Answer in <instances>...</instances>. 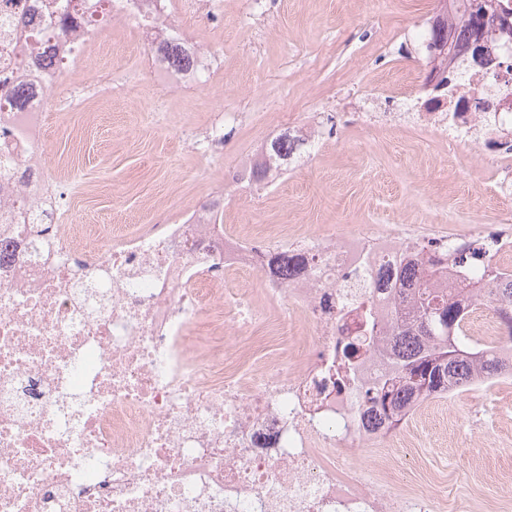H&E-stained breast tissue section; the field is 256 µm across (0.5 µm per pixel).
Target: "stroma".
I'll return each instance as SVG.
<instances>
[{"mask_svg": "<svg viewBox=\"0 0 512 512\" xmlns=\"http://www.w3.org/2000/svg\"><path fill=\"white\" fill-rule=\"evenodd\" d=\"M224 17L195 19L219 59L194 89L160 90L146 42L126 27L102 36L75 78L50 93L44 154L65 224H170L186 206L224 195L221 224L250 235L345 234L413 224L458 234L505 228L512 193L486 179V149L447 146L401 121L377 123L418 95L429 71L417 32L434 0H222ZM224 150L192 149L218 111ZM335 115L329 137L260 198L221 185L281 125L307 134ZM464 421L452 431L449 417ZM391 462L407 477L448 476V494L482 503L512 479V375L491 389L423 402L401 425Z\"/></svg>", "mask_w": 512, "mask_h": 512, "instance_id": "stroma-1", "label": "stroma"}]
</instances>
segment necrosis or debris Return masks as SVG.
Segmentation results:
<instances>
[{"label": "necrosis or debris", "instance_id": "necrosis-or-debris-1", "mask_svg": "<svg viewBox=\"0 0 512 512\" xmlns=\"http://www.w3.org/2000/svg\"><path fill=\"white\" fill-rule=\"evenodd\" d=\"M209 0H0V79L30 96L0 100V512H448L434 479L398 484L390 430L367 427L360 381L387 368L366 356L359 380L330 383L339 339L356 336L364 289L380 326L395 316L381 270L444 256L438 285L512 254V235L390 231L366 224L296 240L288 277L269 236L226 232L224 205L175 224H63L47 181L46 102L59 61L77 62L109 23L185 48L192 67L164 83L192 88L211 53L183 23ZM78 15L61 38L56 17ZM449 149L496 141L491 175L512 185V69L463 65L448 112L412 115ZM247 275L258 290L231 287ZM276 312L304 332L242 357L233 339ZM373 459L369 471L357 451Z\"/></svg>", "mask_w": 512, "mask_h": 512}]
</instances>
